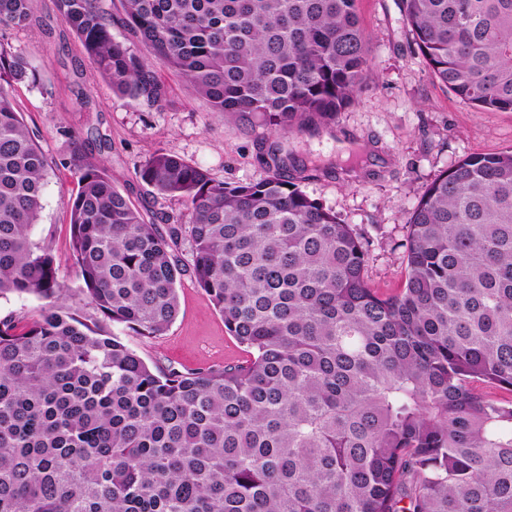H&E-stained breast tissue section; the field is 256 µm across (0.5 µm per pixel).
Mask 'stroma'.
<instances>
[{
  "label": "stroma",
  "instance_id": "35a3bbf8",
  "mask_svg": "<svg viewBox=\"0 0 512 512\" xmlns=\"http://www.w3.org/2000/svg\"><path fill=\"white\" fill-rule=\"evenodd\" d=\"M356 11L371 58L363 93L331 125L284 138L283 146L295 159L290 177L354 228L367 249L369 284L390 294L405 278L403 242L413 208L434 178L459 160L512 150V112L476 110L430 73L403 21L402 0H356ZM34 13L32 26L5 34L42 78L39 86L21 83L13 91L17 111L50 164L33 238L48 244L59 261L72 290L69 305L92 318L96 312L78 295L70 260L66 202L79 189L70 163L72 132L98 129L107 144L88 145L86 161L105 164L138 207L147 188L136 182L134 170L154 151L199 164L219 181L256 182L268 174L262 162L268 133L233 113L213 115L167 69L159 72L167 92L163 109L130 105L90 67L54 0H34ZM178 297L179 313L165 334L146 338L126 330L123 342L149 365L183 372L248 359L191 277L182 278Z\"/></svg>",
  "mask_w": 512,
  "mask_h": 512
}]
</instances>
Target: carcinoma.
<instances>
[{
    "label": "carcinoma",
    "mask_w": 512,
    "mask_h": 512,
    "mask_svg": "<svg viewBox=\"0 0 512 512\" xmlns=\"http://www.w3.org/2000/svg\"><path fill=\"white\" fill-rule=\"evenodd\" d=\"M105 0H55L95 71L157 110L154 65L217 113L269 128V175L229 184L157 150L135 171L188 205L162 230L83 162L68 200L89 323L35 241L49 163L16 111L41 83L0 38V512H512V150L439 174L408 222L402 288L365 277L359 236L288 176L280 139L329 123L369 68L355 0H120L154 55L112 37ZM33 0H0V28ZM433 75L478 109L512 111V0H403ZM183 236L192 262L173 246ZM250 358L149 366L109 326L163 335L184 272ZM43 304V301L35 297L25 299L10 298L9 301L1 300L0 318L11 315L19 322H22L21 324H24L27 320L37 316Z\"/></svg>",
    "instance_id": "carcinoma-1"
}]
</instances>
